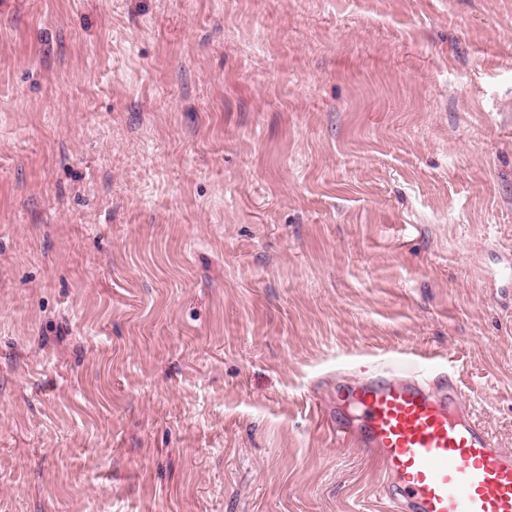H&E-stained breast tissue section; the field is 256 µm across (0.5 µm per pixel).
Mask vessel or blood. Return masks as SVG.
<instances>
[{
	"instance_id": "obj_1",
	"label": "vessel or blood",
	"mask_w": 512,
	"mask_h": 512,
	"mask_svg": "<svg viewBox=\"0 0 512 512\" xmlns=\"http://www.w3.org/2000/svg\"><path fill=\"white\" fill-rule=\"evenodd\" d=\"M347 386L361 418L333 429L375 458L394 486L393 512H512V449L493 442L423 356L354 363Z\"/></svg>"
}]
</instances>
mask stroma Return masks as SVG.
<instances>
[{"instance_id": "1", "label": "stroma", "mask_w": 512, "mask_h": 512, "mask_svg": "<svg viewBox=\"0 0 512 512\" xmlns=\"http://www.w3.org/2000/svg\"><path fill=\"white\" fill-rule=\"evenodd\" d=\"M510 258L512 0H0V512H387L339 370L512 448Z\"/></svg>"}]
</instances>
